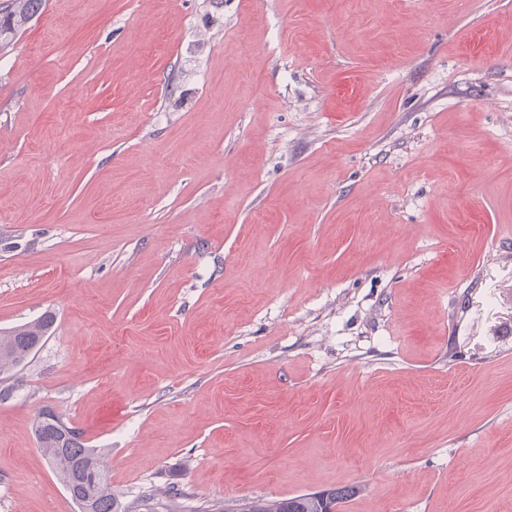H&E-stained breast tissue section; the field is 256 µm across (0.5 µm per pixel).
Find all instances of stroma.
<instances>
[{"instance_id": "obj_1", "label": "stroma", "mask_w": 512, "mask_h": 512, "mask_svg": "<svg viewBox=\"0 0 512 512\" xmlns=\"http://www.w3.org/2000/svg\"><path fill=\"white\" fill-rule=\"evenodd\" d=\"M496 291L492 322L475 310ZM0 512H512V0H46L0 51ZM54 317L45 314L40 318L0 331V375L9 373L28 362L51 335ZM34 435L79 512H326L331 503H346L359 492L354 486L341 487L287 499L251 501L240 508L198 505L187 502L191 498L181 492L165 493L164 499L149 494L124 504L112 491L109 471L99 450L87 448L78 430L59 417L42 418L34 426ZM177 498L182 500L180 509H173L170 502ZM335 504L328 510L339 511Z\"/></svg>"}]
</instances>
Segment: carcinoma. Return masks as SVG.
Masks as SVG:
<instances>
[{"label": "carcinoma", "instance_id": "cac0c4a2", "mask_svg": "<svg viewBox=\"0 0 512 512\" xmlns=\"http://www.w3.org/2000/svg\"><path fill=\"white\" fill-rule=\"evenodd\" d=\"M44 0H8L0 7V50L13 45L14 40L30 21L37 17ZM54 317L40 318L0 331V375L9 373L28 362L51 335ZM34 435L47 455L64 489L78 507V512H325L332 503H346L357 493L354 486L306 493L280 500H256L240 508H213L189 501L181 492L166 493L158 498L145 495L131 504L123 503L112 491L109 471L96 448L82 441V434L59 418H43L36 422ZM181 500L178 509L171 501Z\"/></svg>", "mask_w": 512, "mask_h": 512}]
</instances>
